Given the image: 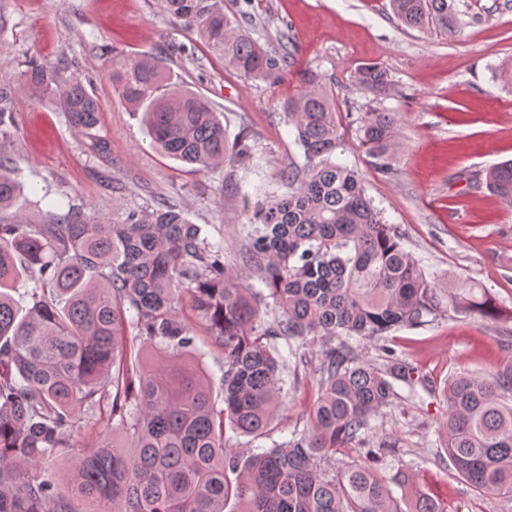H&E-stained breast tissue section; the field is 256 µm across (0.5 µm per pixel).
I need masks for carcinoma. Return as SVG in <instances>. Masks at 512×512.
I'll return each mask as SVG.
<instances>
[{
  "label": "carcinoma",
  "mask_w": 512,
  "mask_h": 512,
  "mask_svg": "<svg viewBox=\"0 0 512 512\" xmlns=\"http://www.w3.org/2000/svg\"><path fill=\"white\" fill-rule=\"evenodd\" d=\"M406 28L443 31L458 24L456 0H390ZM224 65L246 78L288 74V36L265 50L224 0H161ZM375 94L391 88L375 64L358 69ZM26 85L51 94L53 105L109 154L94 133L100 111L82 80L60 78L37 62ZM311 87L284 110L304 163L282 173L283 194L257 189L240 235L242 268L224 259L205 225L169 202L94 221L79 207L33 224L15 211L0 221V512H442L419 493L405 511L375 469L336 454L363 444L371 420L415 384L410 363L386 353L376 366L357 343L392 329L417 327L439 300L418 262L366 196L358 173L335 160L338 112L310 75ZM112 85L142 113L152 143L201 171L226 161L257 173L261 157L241 131L228 143L224 124L202 97L172 81L162 62L128 57L112 69ZM0 138L13 135L1 105ZM399 116L366 112L362 146L381 169L395 156ZM488 190L512 199V160L486 172ZM23 187L0 158V211ZM32 278L36 287L19 293ZM188 298L204 340L224 352V407L203 375L188 365L139 366L141 347L163 342L187 352L197 336L181 317ZM472 311L489 317L485 294L466 292ZM273 310L266 320L261 307ZM322 342L319 395L309 422L283 443L243 457L234 437L268 438L291 391L301 385L279 341ZM441 422L454 469L483 492L512 498V367L494 377L460 372L448 378ZM112 400V433L80 448L68 471V493L56 488L47 463L70 447L77 413Z\"/></svg>",
  "instance_id": "cac0c4a2"
}]
</instances>
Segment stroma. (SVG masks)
Here are the masks:
<instances>
[{"label": "stroma", "instance_id": "obj_1", "mask_svg": "<svg viewBox=\"0 0 512 512\" xmlns=\"http://www.w3.org/2000/svg\"><path fill=\"white\" fill-rule=\"evenodd\" d=\"M459 9L485 19L447 33L402 27L390 0H224L225 12L255 18L254 36L264 47L283 31L294 42L292 67L272 83L226 69L158 0H0V89L9 92L5 105L16 123L14 135L0 139V156L25 185L29 220L45 222L73 204L110 222L164 200L207 225L212 241L232 255L242 247L238 230L248 217L239 192L256 177L230 162L199 171L156 150L139 116L114 92L112 66L136 54L162 60L174 81L222 113L228 136L249 134L263 156L261 176L275 191L281 171L304 161L284 105L304 89L306 74L318 75L338 112V158L358 172L384 222L441 297L431 322L365 343L371 363H380L386 347L412 364L419 398L383 408L365 447L346 450L341 459L370 462V449L385 442L394 450L379 461L382 474L408 481L442 512H512V500L457 475L437 434L449 376L463 370L486 376L512 365V203L483 184L487 169L512 159V80L499 75L512 67V0H461ZM31 60L63 78L79 74L100 106L96 132L109 143L107 159L91 152L49 98L26 86L23 71ZM367 64L388 72L394 92L378 98L356 85ZM372 109L401 119L388 173L359 141L357 120ZM462 284L484 289L494 316L453 303ZM320 350L303 347L301 385L271 439L241 437L235 448L253 452L304 427L318 397ZM184 358L222 402V353L200 341Z\"/></svg>", "mask_w": 512, "mask_h": 512}]
</instances>
